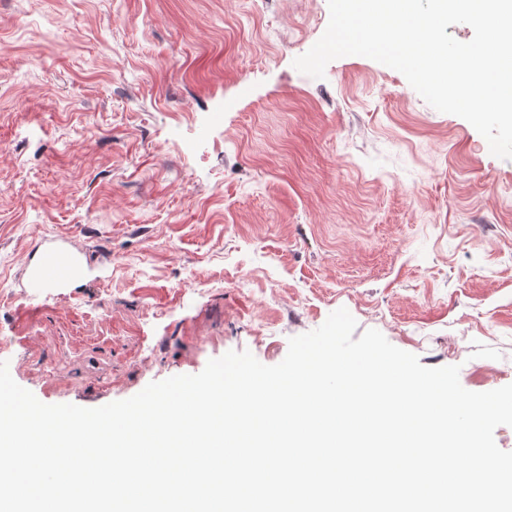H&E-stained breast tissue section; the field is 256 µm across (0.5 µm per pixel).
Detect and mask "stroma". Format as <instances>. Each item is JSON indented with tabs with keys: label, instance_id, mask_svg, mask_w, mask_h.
<instances>
[{
	"label": "stroma",
	"instance_id": "35a3bbf8",
	"mask_svg": "<svg viewBox=\"0 0 512 512\" xmlns=\"http://www.w3.org/2000/svg\"><path fill=\"white\" fill-rule=\"evenodd\" d=\"M328 0H0V351L99 407L346 308L461 385L512 384V159L363 56ZM69 241L89 274L31 286Z\"/></svg>",
	"mask_w": 512,
	"mask_h": 512
}]
</instances>
